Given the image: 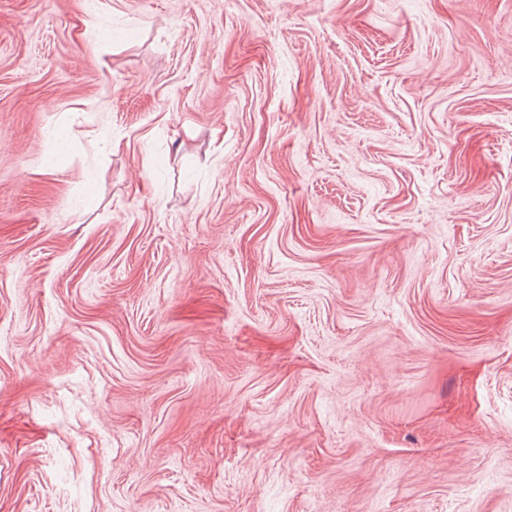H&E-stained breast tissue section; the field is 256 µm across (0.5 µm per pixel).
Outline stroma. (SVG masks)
Returning a JSON list of instances; mask_svg holds the SVG:
<instances>
[{
    "mask_svg": "<svg viewBox=\"0 0 512 512\" xmlns=\"http://www.w3.org/2000/svg\"><path fill=\"white\" fill-rule=\"evenodd\" d=\"M0 512H512V0H0Z\"/></svg>",
    "mask_w": 512,
    "mask_h": 512,
    "instance_id": "obj_1",
    "label": "stroma"
}]
</instances>
